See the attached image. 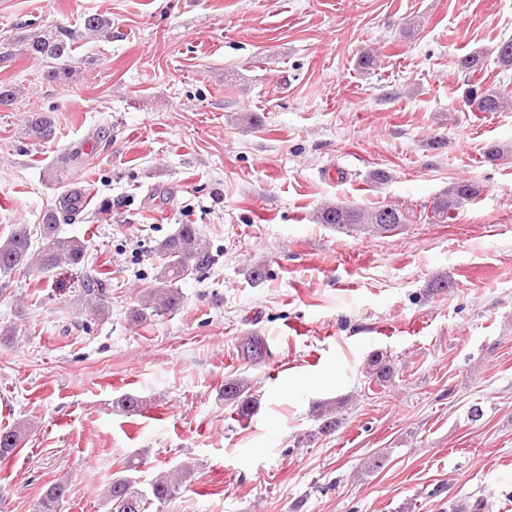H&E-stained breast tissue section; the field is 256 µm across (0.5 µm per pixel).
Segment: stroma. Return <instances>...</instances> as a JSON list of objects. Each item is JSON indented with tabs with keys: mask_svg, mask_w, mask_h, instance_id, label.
<instances>
[{
	"mask_svg": "<svg viewBox=\"0 0 512 512\" xmlns=\"http://www.w3.org/2000/svg\"><path fill=\"white\" fill-rule=\"evenodd\" d=\"M96 13L112 33L77 39L65 79L24 51ZM510 39L512 0H0V84L20 90L0 104V236L38 234L61 192L43 173L72 145L94 195L61 227L84 260L0 287V427L31 424L0 465V512H33L61 476L65 512H106L129 459L143 489L196 463L164 512H512V160L483 158L512 148V111H471L458 66L487 51L478 81L512 89L490 53ZM31 112L53 139L28 135ZM458 180L483 192L447 224L373 237L317 220L326 202L428 208ZM182 224L215 262L179 282L177 311L135 323ZM93 269L102 319L82 296ZM231 378L252 417L221 399ZM126 393L150 409L114 407ZM225 402L235 404L238 414L242 417H249L256 407V400L250 394V386L244 379L234 378L225 381L222 390Z\"/></svg>",
	"mask_w": 512,
	"mask_h": 512,
	"instance_id": "obj_1",
	"label": "stroma"
}]
</instances>
